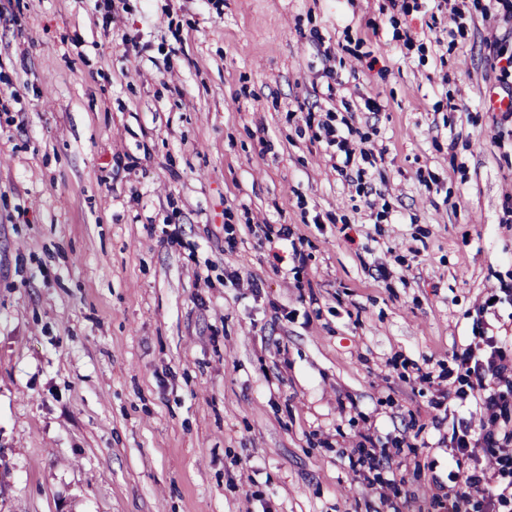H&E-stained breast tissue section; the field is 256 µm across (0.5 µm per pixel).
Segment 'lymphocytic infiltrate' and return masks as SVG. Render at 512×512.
Listing matches in <instances>:
<instances>
[{
	"label": "lymphocytic infiltrate",
	"mask_w": 512,
	"mask_h": 512,
	"mask_svg": "<svg viewBox=\"0 0 512 512\" xmlns=\"http://www.w3.org/2000/svg\"><path fill=\"white\" fill-rule=\"evenodd\" d=\"M457 360L467 386L456 389L453 397L479 410L482 421L475 427L462 420L448 430L453 450L448 478L455 485L448 512H470L474 507L479 512H501L512 505V425L501 420L512 397L499 385L512 378V356L501 337L483 331ZM480 451L488 457V466H471Z\"/></svg>",
	"instance_id": "f902f5d3"
}]
</instances>
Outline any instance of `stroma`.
I'll list each match as a JSON object with an SVG mask.
<instances>
[{
	"label": "stroma",
	"mask_w": 512,
	"mask_h": 512,
	"mask_svg": "<svg viewBox=\"0 0 512 512\" xmlns=\"http://www.w3.org/2000/svg\"><path fill=\"white\" fill-rule=\"evenodd\" d=\"M486 3L0 0V512H448L433 402L512 337ZM325 138L328 146H335L336 151L330 156V160L334 161L333 168L343 173L344 168L348 167L351 162L353 149L350 147L349 140L343 136L337 129L326 126Z\"/></svg>",
	"instance_id": "35a3bbf8"
}]
</instances>
